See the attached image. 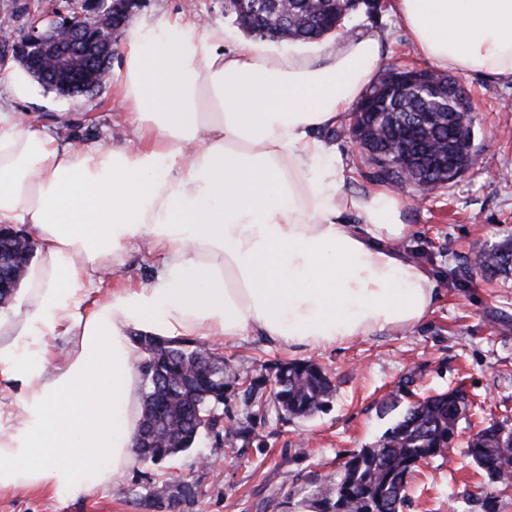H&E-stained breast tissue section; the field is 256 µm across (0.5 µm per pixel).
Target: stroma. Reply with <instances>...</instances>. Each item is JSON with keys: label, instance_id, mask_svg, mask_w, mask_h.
Wrapping results in <instances>:
<instances>
[{"label": "stroma", "instance_id": "obj_1", "mask_svg": "<svg viewBox=\"0 0 512 512\" xmlns=\"http://www.w3.org/2000/svg\"><path fill=\"white\" fill-rule=\"evenodd\" d=\"M65 0H0V29L22 37L29 13L65 8ZM181 16L200 27H224L244 38L224 0H144L132 16L153 22ZM357 33L386 34L377 78L390 71L426 69L387 8L377 14L357 12L345 23ZM475 104L476 168L453 186H439L426 201L414 187L404 195V241L416 260L436 279L439 297L425 321L414 328L387 330L342 346L298 350L254 334L225 342L224 358L241 376L271 388L275 367L287 360H312L327 370L336 393L313 417L277 420L274 409L249 414L240 394L230 393L224 422L252 430L237 442L221 465L201 466L210 438L158 464L136 462L125 477L69 501L47 490H0V512H145L140 500L170 477L195 483L197 497L186 512H312L315 490L353 453L369 446L391 426L401 410L421 396L461 386L475 403L462 424L451 460L435 459L413 482L403 512H480L492 487L466 454L471 426H512V278L494 282L474 275L464 287L448 281V270L464 258L490 248L512 234V82L460 75ZM49 129H67L77 142L119 143L131 136L123 106L111 88L84 97L80 115L71 101L40 91L15 105ZM330 147L345 164L344 189L356 194L372 186L368 155L349 137Z\"/></svg>", "mask_w": 512, "mask_h": 512}]
</instances>
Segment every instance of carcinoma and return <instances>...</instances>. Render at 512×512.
Returning a JSON list of instances; mask_svg holds the SVG:
<instances>
[{
    "instance_id": "1",
    "label": "carcinoma",
    "mask_w": 512,
    "mask_h": 512,
    "mask_svg": "<svg viewBox=\"0 0 512 512\" xmlns=\"http://www.w3.org/2000/svg\"><path fill=\"white\" fill-rule=\"evenodd\" d=\"M345 0L323 4L319 0H291L288 22L278 17L274 0H246L231 4L238 22L249 24L247 33L260 41H273L283 29L289 39L307 43L323 34L324 18L345 20ZM374 86L363 100H375L372 109L361 115L372 133L368 155L377 169L373 178L387 183L400 176L404 153V126L421 125L419 134L426 146L439 154L450 147L464 130L473 128L470 109H448V119L432 120V101L414 88H401L384 97ZM35 242L12 234L0 235V306L13 301L33 257ZM487 279L512 275V239H506L478 259L454 267L449 275L460 284L470 271ZM142 347L138 368L144 382L142 412L137 431L141 438L135 451L143 462H159L192 448L203 435L213 436L210 452L226 454L224 448L225 386L240 379L224 370L219 377L208 372L214 351L187 338H161L137 334ZM335 392L332 380L317 363L294 360L277 367L272 403L281 420L293 421L313 416ZM244 404L263 409L267 400L261 384L252 379L242 391ZM472 409V401L462 387L424 397L407 406L395 424L372 445L361 449L343 463L339 479L330 478L319 490L312 506L316 512H400L407 500L411 481L422 464L436 458L447 459L454 448L459 425ZM467 455L487 482L498 492L512 491V428L491 423L472 434ZM179 490V502L172 512H183L194 501V485L185 480L165 481L154 487L144 506L167 512L170 492Z\"/></svg>"
}]
</instances>
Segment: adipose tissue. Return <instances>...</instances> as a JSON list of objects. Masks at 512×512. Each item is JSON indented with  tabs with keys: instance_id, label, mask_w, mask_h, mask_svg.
Returning a JSON list of instances; mask_svg holds the SVG:
<instances>
[{
	"instance_id": "obj_1",
	"label": "adipose tissue",
	"mask_w": 512,
	"mask_h": 512,
	"mask_svg": "<svg viewBox=\"0 0 512 512\" xmlns=\"http://www.w3.org/2000/svg\"><path fill=\"white\" fill-rule=\"evenodd\" d=\"M416 54L439 69L512 81V0H389ZM217 26L132 23L113 94L132 136L109 147L62 141L0 106V225L39 243L23 307L0 318V372L19 383L0 430V489L58 500L116 484L135 462L142 356L130 334L341 346L420 325L437 283L402 248L405 197L343 189L320 139L373 80L384 40L328 36L320 52L225 49ZM162 255L153 279L114 275L127 243Z\"/></svg>"
}]
</instances>
